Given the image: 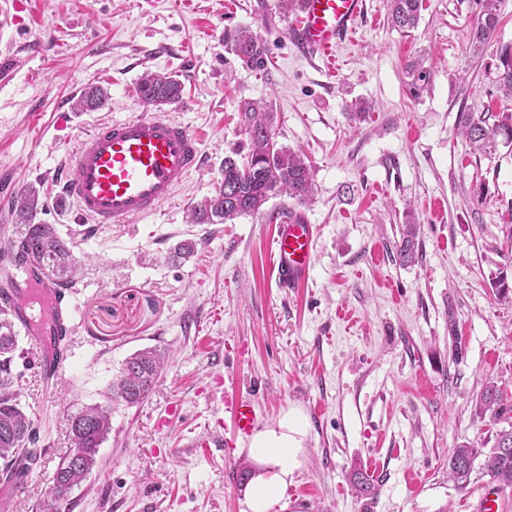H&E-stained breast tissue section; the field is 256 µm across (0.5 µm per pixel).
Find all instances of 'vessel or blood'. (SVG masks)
<instances>
[{
  "label": "vessel or blood",
  "mask_w": 512,
  "mask_h": 512,
  "mask_svg": "<svg viewBox=\"0 0 512 512\" xmlns=\"http://www.w3.org/2000/svg\"><path fill=\"white\" fill-rule=\"evenodd\" d=\"M364 0H303L299 21L288 37L307 58H324L345 41L361 18ZM203 144L181 119L146 112L99 121L65 158L60 195L80 223L100 230L156 216L178 188L201 171ZM315 251L314 227L303 215L289 217L273 240L272 262L281 287L305 284ZM0 285L9 290L13 315L34 341L42 374L59 376L65 363L49 348L53 336L76 330V306L58 298V286L30 266H14ZM228 412L235 437L254 428L253 401L233 398Z\"/></svg>",
  "instance_id": "obj_1"
}]
</instances>
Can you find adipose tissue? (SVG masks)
Wrapping results in <instances>:
<instances>
[{"label": "adipose tissue", "instance_id": "obj_1", "mask_svg": "<svg viewBox=\"0 0 512 512\" xmlns=\"http://www.w3.org/2000/svg\"><path fill=\"white\" fill-rule=\"evenodd\" d=\"M308 422L303 410L291 407L256 430L246 452L254 471L246 486L241 512H286V492L304 462Z\"/></svg>", "mask_w": 512, "mask_h": 512}]
</instances>
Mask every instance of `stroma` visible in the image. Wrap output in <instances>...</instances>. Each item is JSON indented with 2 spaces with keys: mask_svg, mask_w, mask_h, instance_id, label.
Here are the masks:
<instances>
[{
  "mask_svg": "<svg viewBox=\"0 0 512 512\" xmlns=\"http://www.w3.org/2000/svg\"><path fill=\"white\" fill-rule=\"evenodd\" d=\"M338 50L339 68L301 57L288 40L294 14L279 0H16L0 8V235L27 185L46 201L36 221L71 235L78 258L77 332L65 375L46 385L20 368L24 409L42 425L48 451L12 512H40L49 479L68 451L69 419L103 402L122 362L155 346L169 354L141 404L117 405L90 478L69 512H240L251 466L219 398L254 401L255 423L300 407L305 459L287 491L288 512H470L488 479L467 489L448 479L452 448L496 428L474 398L487 381L512 397V147L475 152L458 132L460 113H512L497 81V51L512 43V0L482 52L470 47L475 0H424L418 26L387 20V0ZM250 28L268 49L265 69L243 67L224 47L228 27ZM423 59L427 84L411 94L406 64ZM177 76L179 102L164 115L188 122L205 167L161 212L89 235L59 202L55 168L102 119L73 99L107 90L112 117L139 109L144 72ZM371 110L353 120L356 101ZM274 112L277 144L305 152L314 199H270L316 228L309 280L282 288L272 270L274 224L265 216L190 224L188 209L212 196L224 158L246 136L238 109ZM420 225L419 260L401 265V225ZM192 242L194 254L172 261ZM461 357H453L452 336ZM235 441L233 453L220 441ZM376 481L357 497L354 468Z\"/></svg>",
  "mask_w": 512,
  "mask_h": 512,
  "instance_id": "obj_1",
  "label": "stroma"
}]
</instances>
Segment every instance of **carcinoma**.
I'll return each instance as SVG.
<instances>
[{"mask_svg":"<svg viewBox=\"0 0 512 512\" xmlns=\"http://www.w3.org/2000/svg\"><path fill=\"white\" fill-rule=\"evenodd\" d=\"M500 0H476L480 21L471 35V45L478 50L493 37L499 24ZM423 0H389L388 19L393 27L406 32L417 27L421 19ZM224 46L251 69L264 66L267 49L263 41L244 27L224 29ZM496 66L500 86L512 93V45L500 46ZM182 86L177 76L147 73L138 83L140 102L145 107L160 108L177 102ZM108 102V93L97 87L88 88L77 100L80 110H97ZM273 116L257 101L239 106V125L247 138V161L224 157L223 174L215 194L194 205L190 213L193 224H224L241 216L259 213L269 199L286 195L298 204L311 200L312 173L306 157L286 146L269 154L273 139ZM458 130L480 150H493L500 143L512 145V114L503 113L497 121L472 112L459 115ZM45 207L39 191L23 189L13 204L17 218L15 231L7 239V249H0V259L21 261L40 267L67 290L76 285L73 271L77 266L76 243L62 236L54 224H36L34 219ZM417 225L406 224L395 250L401 264H413L419 259ZM26 359L19 346V330L11 315L9 293L0 288V477L5 486L21 484L32 473L44 453L38 447L40 428L36 420L21 405L20 392L15 388L17 360ZM165 356L154 347L139 349L127 357L106 395V403L84 406L70 417L71 441L85 449L77 461L60 460L50 486L47 502L40 505L44 512H57V503L90 477L97 464L99 448L111 432L112 407L117 404L134 406L142 403L156 383ZM475 411L489 417L496 425L512 412L503 403L500 389L489 381L475 397ZM503 493L512 491V423L496 431L494 444L488 451L474 445H461L448 457V478L459 488L470 484L475 463ZM350 482L355 493L369 498L376 491L375 479L356 469Z\"/></svg>","mask_w":512,"mask_h":512,"instance_id":"carcinoma-1","label":"carcinoma"}]
</instances>
